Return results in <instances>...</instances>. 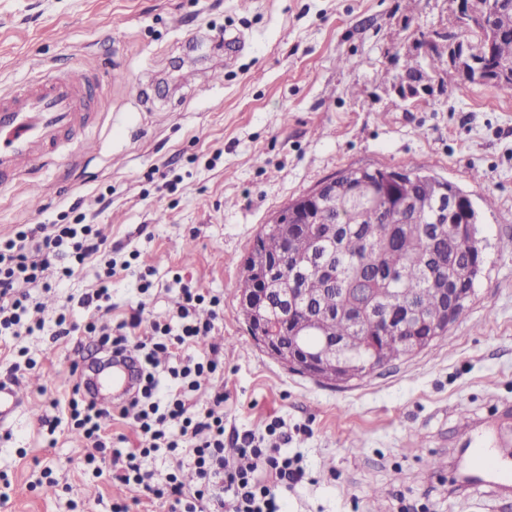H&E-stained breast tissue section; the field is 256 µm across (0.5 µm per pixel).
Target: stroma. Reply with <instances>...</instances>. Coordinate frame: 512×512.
<instances>
[{"mask_svg":"<svg viewBox=\"0 0 512 512\" xmlns=\"http://www.w3.org/2000/svg\"><path fill=\"white\" fill-rule=\"evenodd\" d=\"M456 0H0V93L50 66H96V152L60 154L0 192V237L71 206L114 262L146 279L112 281L120 322L171 313L179 285L220 299L212 344L224 363V442L280 419L305 471L285 512H512L506 482L461 483L459 448L480 427L512 456V90L444 70L428 94L397 92L395 56L422 32L457 34ZM348 66H337V58ZM421 167L469 195L483 266L466 318L432 347L368 376L327 384L287 371L240 313L241 263L287 202L349 167ZM481 180H473V172ZM30 179V180H31ZM90 262L53 291L98 285ZM148 291H141L142 282ZM27 410L0 425V512H170L137 485L104 482L77 434L48 424L72 363L102 358L96 338L22 337Z\"/></svg>","mask_w":512,"mask_h":512,"instance_id":"stroma-1","label":"stroma"}]
</instances>
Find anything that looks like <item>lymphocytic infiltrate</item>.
Returning <instances> with one entry per match:
<instances>
[{"label": "lymphocytic infiltrate", "mask_w": 512, "mask_h": 512, "mask_svg": "<svg viewBox=\"0 0 512 512\" xmlns=\"http://www.w3.org/2000/svg\"><path fill=\"white\" fill-rule=\"evenodd\" d=\"M102 254V241L94 225L76 216L70 224H21L13 237L0 239V344L11 345L24 334L43 329L41 305L31 295L32 286L51 290L52 279H69ZM116 264L105 261L99 286L78 302L64 300L53 320V334L98 337L102 349L118 356L135 349L141 365L138 389L117 415L131 419L138 445L129 450L113 447L112 435L101 418L109 409L82 397L84 380L72 374L66 401H52L53 426L79 434L89 451L86 465L96 476H111L138 485L156 498L169 500L171 512H197L207 502L212 512H280L278 487L297 482L302 472L280 444L272 442L278 425L270 423L266 435L244 434L236 452L224 446V393L214 391L203 411H195V395L204 377L220 378L224 365L216 358L194 354L213 329L212 320H200L203 306L215 307L219 297H206L189 287L180 288L176 308L163 321H151L147 336H137L141 315L111 326L100 323L97 313L111 310L110 285ZM92 311L84 324L70 322L73 305ZM169 454L168 471L156 477L147 462L158 451ZM197 476L193 489L179 479L183 466Z\"/></svg>", "instance_id": "1"}]
</instances>
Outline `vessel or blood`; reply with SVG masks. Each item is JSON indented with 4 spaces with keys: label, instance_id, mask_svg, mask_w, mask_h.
I'll return each mask as SVG.
<instances>
[{
    "label": "vessel or blood",
    "instance_id": "b4317fda",
    "mask_svg": "<svg viewBox=\"0 0 512 512\" xmlns=\"http://www.w3.org/2000/svg\"><path fill=\"white\" fill-rule=\"evenodd\" d=\"M95 71L73 69L65 73L44 71L12 91L0 94V190L22 174L46 163L69 143L73 156H83L84 130L93 122L95 110L88 90ZM133 369L125 357H117L102 387L127 392L132 388ZM26 405L16 383L0 382V422H6ZM474 465L486 477H512V468L492 457L482 446L473 450Z\"/></svg>",
    "mask_w": 512,
    "mask_h": 512
}]
</instances>
